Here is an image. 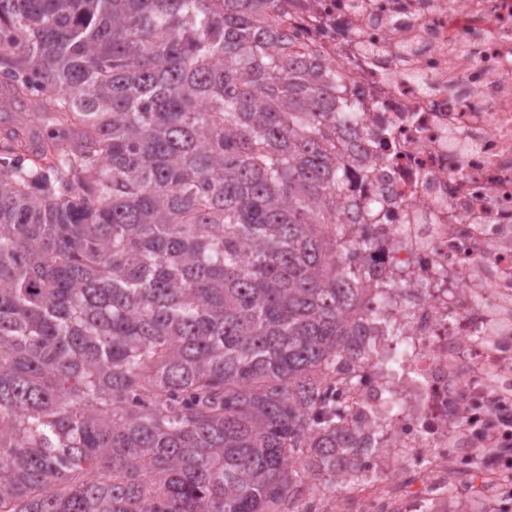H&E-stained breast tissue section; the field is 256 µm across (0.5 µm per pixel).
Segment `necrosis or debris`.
Segmentation results:
<instances>
[{"label": "necrosis or debris", "mask_w": 512, "mask_h": 512, "mask_svg": "<svg viewBox=\"0 0 512 512\" xmlns=\"http://www.w3.org/2000/svg\"><path fill=\"white\" fill-rule=\"evenodd\" d=\"M298 45L319 49L362 105L349 139L365 149L349 194L374 204L370 286L396 279L389 318L407 315L409 372L362 371L338 385L347 422L380 408L386 482H344L314 512H410L448 501L463 469L448 437L473 444L512 421V0H290Z\"/></svg>", "instance_id": "1"}]
</instances>
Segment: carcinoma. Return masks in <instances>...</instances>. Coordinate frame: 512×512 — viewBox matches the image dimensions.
<instances>
[{
	"instance_id": "1",
	"label": "carcinoma",
	"mask_w": 512,
	"mask_h": 512,
	"mask_svg": "<svg viewBox=\"0 0 512 512\" xmlns=\"http://www.w3.org/2000/svg\"><path fill=\"white\" fill-rule=\"evenodd\" d=\"M290 0H0V512H308L400 372L341 225L362 111Z\"/></svg>"
}]
</instances>
